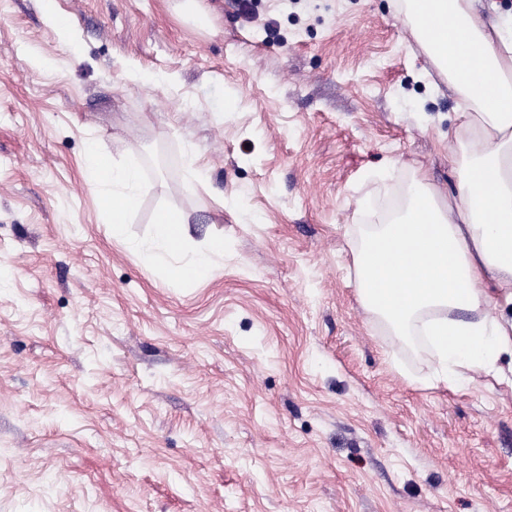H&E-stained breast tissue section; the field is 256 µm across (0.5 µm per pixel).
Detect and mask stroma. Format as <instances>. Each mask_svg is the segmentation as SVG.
<instances>
[{
	"instance_id": "stroma-1",
	"label": "stroma",
	"mask_w": 512,
	"mask_h": 512,
	"mask_svg": "<svg viewBox=\"0 0 512 512\" xmlns=\"http://www.w3.org/2000/svg\"><path fill=\"white\" fill-rule=\"evenodd\" d=\"M54 2L0 0V512H512V387L430 385L358 294L380 208L455 186L397 0ZM92 145L141 165L120 239ZM164 208L209 276L135 250Z\"/></svg>"
}]
</instances>
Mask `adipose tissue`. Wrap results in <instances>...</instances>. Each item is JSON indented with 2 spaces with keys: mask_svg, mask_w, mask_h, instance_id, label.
Listing matches in <instances>:
<instances>
[{
  "mask_svg": "<svg viewBox=\"0 0 512 512\" xmlns=\"http://www.w3.org/2000/svg\"><path fill=\"white\" fill-rule=\"evenodd\" d=\"M418 4L404 0V15L460 99L456 185L444 194L426 176L413 178L406 208L370 231L354 254L358 291L393 335L419 331L435 354V377L448 386L471 374L503 382L497 362L512 355L505 313L512 306V31L472 0H428L425 28ZM82 176L112 235L123 236L141 183L138 163L116 164L92 148ZM185 224L180 213L161 212L147 250L174 282L206 277L224 253L215 239L176 263Z\"/></svg>",
  "mask_w": 512,
  "mask_h": 512,
  "instance_id": "1",
  "label": "adipose tissue"
}]
</instances>
